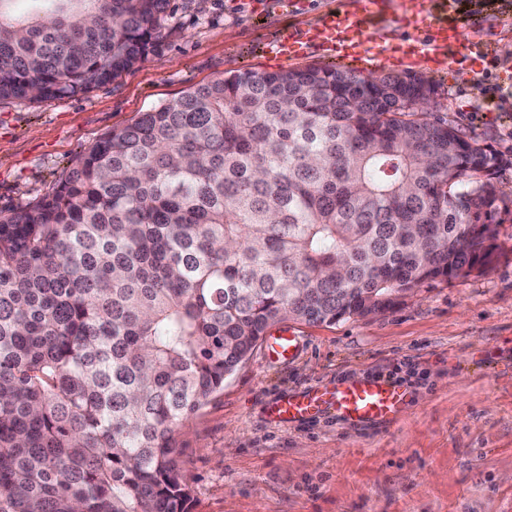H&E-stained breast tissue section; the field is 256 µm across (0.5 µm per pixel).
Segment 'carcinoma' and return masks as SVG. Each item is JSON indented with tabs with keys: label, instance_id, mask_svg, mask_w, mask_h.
I'll list each match as a JSON object with an SVG mask.
<instances>
[{
	"label": "carcinoma",
	"instance_id": "carcinoma-1",
	"mask_svg": "<svg viewBox=\"0 0 512 512\" xmlns=\"http://www.w3.org/2000/svg\"><path fill=\"white\" fill-rule=\"evenodd\" d=\"M0 0V99L112 82L169 0ZM416 75L236 71L0 215V512H188L176 433L269 329L379 314L495 259L500 159Z\"/></svg>",
	"mask_w": 512,
	"mask_h": 512
}]
</instances>
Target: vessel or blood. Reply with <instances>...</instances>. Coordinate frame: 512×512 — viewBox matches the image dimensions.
<instances>
[{"label": "vessel or blood", "instance_id": "b4317fda", "mask_svg": "<svg viewBox=\"0 0 512 512\" xmlns=\"http://www.w3.org/2000/svg\"><path fill=\"white\" fill-rule=\"evenodd\" d=\"M398 8L411 39L405 43L383 38L380 55L453 54L463 66L483 68L496 60V47L482 33V17L474 15L471 28H463L455 0H431L427 12H420L419 0H359L357 10L344 14L322 12L308 29L291 27L283 31L281 46L301 47L317 40L340 61H364L362 48L370 31L391 8ZM269 358L288 361L300 350L299 338L288 329L277 330L266 340ZM406 400L398 386L376 379H357L333 388H310L279 398L268 405L267 417L280 424L299 423L318 414L333 412L357 426L394 422Z\"/></svg>", "mask_w": 512, "mask_h": 512}]
</instances>
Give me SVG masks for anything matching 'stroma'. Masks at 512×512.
<instances>
[{"instance_id":"stroma-1","label":"stroma","mask_w":512,"mask_h":512,"mask_svg":"<svg viewBox=\"0 0 512 512\" xmlns=\"http://www.w3.org/2000/svg\"><path fill=\"white\" fill-rule=\"evenodd\" d=\"M281 15L271 0H170L158 47L109 84L52 102L0 100V213L51 194L101 136L189 88L237 70L335 65L318 48L278 53L284 24L307 27L348 0H306ZM434 116L502 157L512 193V98L492 112L474 80L425 64ZM484 271L436 281L382 314L336 324L288 321L295 359L263 346L182 428L189 512H512V216ZM383 379L408 401L389 426L333 414L275 424L267 404L312 386Z\"/></svg>"}]
</instances>
